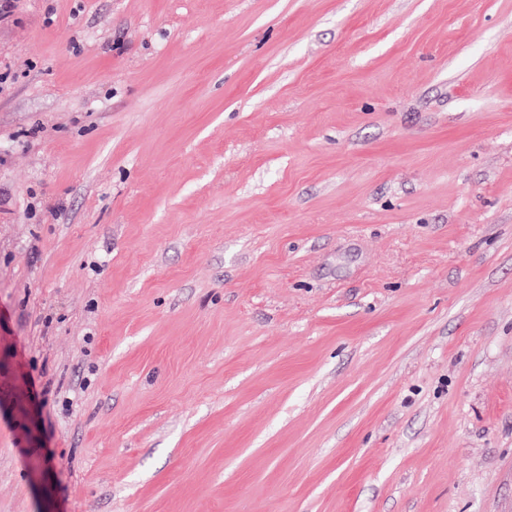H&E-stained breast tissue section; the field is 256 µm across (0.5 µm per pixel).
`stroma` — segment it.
Listing matches in <instances>:
<instances>
[{
    "mask_svg": "<svg viewBox=\"0 0 512 512\" xmlns=\"http://www.w3.org/2000/svg\"><path fill=\"white\" fill-rule=\"evenodd\" d=\"M0 512H512V0H17Z\"/></svg>",
    "mask_w": 512,
    "mask_h": 512,
    "instance_id": "obj_1",
    "label": "stroma"
}]
</instances>
